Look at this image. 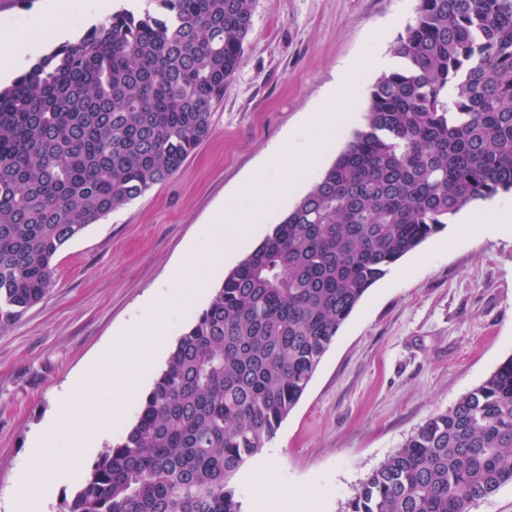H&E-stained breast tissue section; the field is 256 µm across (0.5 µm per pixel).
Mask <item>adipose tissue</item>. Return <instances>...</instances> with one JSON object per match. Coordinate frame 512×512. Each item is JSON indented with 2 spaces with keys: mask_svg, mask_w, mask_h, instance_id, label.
<instances>
[{
  "mask_svg": "<svg viewBox=\"0 0 512 512\" xmlns=\"http://www.w3.org/2000/svg\"><path fill=\"white\" fill-rule=\"evenodd\" d=\"M82 7L90 17L104 18L116 10L115 0H54L49 13H34L26 20L22 30L6 28L0 30V38L9 45L8 50L0 52V78H10L22 72L30 53L29 38L41 35L58 42H65L70 29L67 17L75 7ZM386 70L392 62L385 56H371L366 64L345 65L335 87L330 92L326 102L311 109L308 115V126L313 134L304 143L306 155L315 157L320 153L321 146L329 134L342 132L349 122L347 113L332 109L333 101L339 100L347 90L356 83L357 75L362 66ZM110 380L112 400L109 408H101L95 401L75 399L72 392L59 393L56 404V414L49 426L52 433L60 435L65 443L63 457L49 455L44 451V438H36L32 449L24 455L18 467L24 475L23 480L14 490V498L19 506L46 507V493L50 488L59 485L64 470L61 460L75 461L87 446L85 426L87 422L96 425V441L104 443L111 437L109 413L121 412L127 392L133 387L130 377L112 373L109 359H100L95 368L81 383L83 391H91L100 381Z\"/></svg>",
  "mask_w": 512,
  "mask_h": 512,
  "instance_id": "adipose-tissue-1",
  "label": "adipose tissue"
}]
</instances>
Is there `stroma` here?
I'll return each mask as SVG.
<instances>
[{"instance_id":"1","label":"stroma","mask_w":512,"mask_h":512,"mask_svg":"<svg viewBox=\"0 0 512 512\" xmlns=\"http://www.w3.org/2000/svg\"><path fill=\"white\" fill-rule=\"evenodd\" d=\"M417 0H257L242 64L211 107V134L168 181L67 242L54 260L46 298L0 332V512H12L22 480L17 460L52 415L56 395L115 338L140 324L165 328L176 343L238 265L296 199L333 163L364 123L378 71L362 69L358 90L337 101L352 121L323 144L320 159L268 163L272 148L303 140L311 106L343 63L391 46ZM296 169L293 195L270 200L255 234L234 245L203 277L170 280L171 270L205 244L218 214L247 209L267 183ZM475 202L393 265L365 294L324 354L305 393L259 453L273 471L269 491L296 512H343L360 482L419 425L451 406L512 356V234L476 236ZM167 306L143 320L155 291ZM133 351L120 357L141 377L113 422V440L135 424L165 365ZM246 463L232 483L243 512L268 491Z\"/></svg>"}]
</instances>
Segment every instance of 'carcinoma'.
<instances>
[{
    "instance_id": "obj_1",
    "label": "carcinoma",
    "mask_w": 512,
    "mask_h": 512,
    "mask_svg": "<svg viewBox=\"0 0 512 512\" xmlns=\"http://www.w3.org/2000/svg\"><path fill=\"white\" fill-rule=\"evenodd\" d=\"M121 8L0 88V330L86 227L172 178L211 133L257 0ZM364 126L231 271L136 423L60 512H241L274 437L367 290L468 204L512 194V0H418ZM512 483V356L430 417L344 512H471Z\"/></svg>"
}]
</instances>
